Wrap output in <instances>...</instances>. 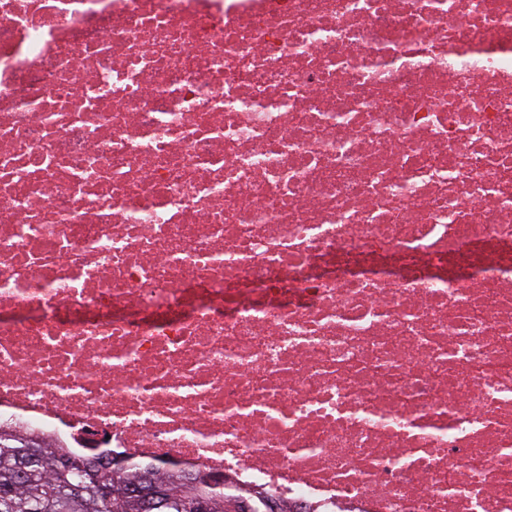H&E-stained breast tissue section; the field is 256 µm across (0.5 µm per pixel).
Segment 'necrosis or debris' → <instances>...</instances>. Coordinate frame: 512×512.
Here are the masks:
<instances>
[{"mask_svg":"<svg viewBox=\"0 0 512 512\" xmlns=\"http://www.w3.org/2000/svg\"><path fill=\"white\" fill-rule=\"evenodd\" d=\"M1 428L512 512V0H0Z\"/></svg>","mask_w":512,"mask_h":512,"instance_id":"1","label":"necrosis or debris"}]
</instances>
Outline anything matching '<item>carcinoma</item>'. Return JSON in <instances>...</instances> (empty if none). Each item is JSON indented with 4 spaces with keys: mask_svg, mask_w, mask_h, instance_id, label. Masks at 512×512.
Returning a JSON list of instances; mask_svg holds the SVG:
<instances>
[{
    "mask_svg": "<svg viewBox=\"0 0 512 512\" xmlns=\"http://www.w3.org/2000/svg\"><path fill=\"white\" fill-rule=\"evenodd\" d=\"M62 460L69 461L73 469H61ZM84 461L58 448H46L20 432H1L0 512H139L127 488L145 477L164 491L153 512H189L191 497L210 495L190 485L191 478L176 480L150 464L142 465L131 477L118 466L82 473ZM101 483L111 488L108 500L99 496Z\"/></svg>",
    "mask_w": 512,
    "mask_h": 512,
    "instance_id": "carcinoma-1",
    "label": "carcinoma"
}]
</instances>
